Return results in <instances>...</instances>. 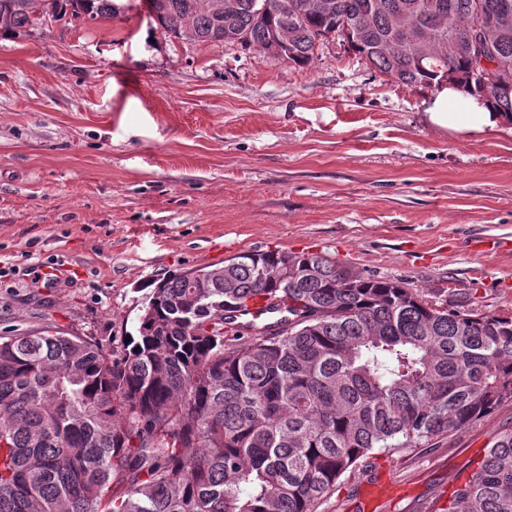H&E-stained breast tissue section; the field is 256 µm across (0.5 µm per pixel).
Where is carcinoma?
I'll return each mask as SVG.
<instances>
[{
  "mask_svg": "<svg viewBox=\"0 0 512 512\" xmlns=\"http://www.w3.org/2000/svg\"><path fill=\"white\" fill-rule=\"evenodd\" d=\"M505 5L480 48L479 16ZM117 10L0 0V30ZM150 13L176 38L296 66L339 36L397 83L447 79L512 115V0H150ZM481 52L487 76L472 69ZM153 285L118 348L61 332L0 341V512H315L374 451L512 403V316L437 305L321 253L247 252ZM261 301L283 317L243 321ZM448 512H512V430Z\"/></svg>",
  "mask_w": 512,
  "mask_h": 512,
  "instance_id": "carcinoma-1",
  "label": "carcinoma"
}]
</instances>
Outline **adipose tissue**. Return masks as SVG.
Here are the masks:
<instances>
[{
    "instance_id": "adipose-tissue-1",
    "label": "adipose tissue",
    "mask_w": 512,
    "mask_h": 512,
    "mask_svg": "<svg viewBox=\"0 0 512 512\" xmlns=\"http://www.w3.org/2000/svg\"><path fill=\"white\" fill-rule=\"evenodd\" d=\"M429 126L459 134H482L512 127V116L495 111L485 98L451 85H439L425 102Z\"/></svg>"
}]
</instances>
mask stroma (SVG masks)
<instances>
[{"label": "stroma", "instance_id": "1", "mask_svg": "<svg viewBox=\"0 0 512 512\" xmlns=\"http://www.w3.org/2000/svg\"><path fill=\"white\" fill-rule=\"evenodd\" d=\"M116 17L0 32V336L121 340L151 281L241 252H318L438 304L512 315V135L456 136L429 86L341 39L295 66L163 34L147 0ZM59 262L46 287L27 270ZM512 403L462 432L376 452L316 512H443ZM394 497L370 510L367 483Z\"/></svg>", "mask_w": 512, "mask_h": 512}]
</instances>
